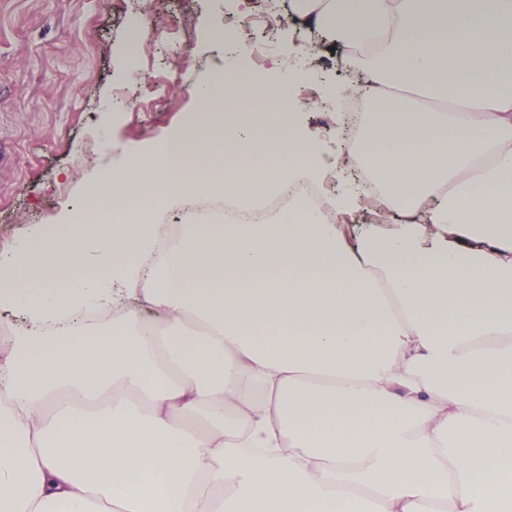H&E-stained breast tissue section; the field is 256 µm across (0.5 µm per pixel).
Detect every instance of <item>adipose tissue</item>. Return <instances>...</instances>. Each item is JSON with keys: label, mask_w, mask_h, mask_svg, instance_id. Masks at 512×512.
Returning a JSON list of instances; mask_svg holds the SVG:
<instances>
[{"label": "adipose tissue", "mask_w": 512, "mask_h": 512, "mask_svg": "<svg viewBox=\"0 0 512 512\" xmlns=\"http://www.w3.org/2000/svg\"><path fill=\"white\" fill-rule=\"evenodd\" d=\"M367 76L346 147L391 231L297 203L327 171L295 119H191L0 252V512H512V0H291ZM92 309L103 331L74 332ZM153 328H137L142 311ZM59 336L46 338L45 327ZM336 182V174L328 173L319 182H299L293 184L285 192L268 196L259 209H245L240 207L232 195L224 194L222 199L198 205L200 214L206 212L216 213L225 224H263L277 220H288L290 208L295 198L304 199L308 205L321 210L329 217L328 200L330 188Z\"/></svg>", "instance_id": "1"}]
</instances>
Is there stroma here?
<instances>
[{"mask_svg":"<svg viewBox=\"0 0 512 512\" xmlns=\"http://www.w3.org/2000/svg\"><path fill=\"white\" fill-rule=\"evenodd\" d=\"M265 0H0V250L17 244L32 224H53L77 208L92 177L135 160L196 112L194 87L224 74L230 50L241 71L247 50L268 29ZM155 25L145 43L130 44L131 14ZM183 47L189 65L145 109L100 111L118 69L141 76L171 65ZM306 47L307 70L286 90L276 64ZM264 69L269 84L232 85L258 108L298 113L327 153L336 151L330 91L356 72L324 35L295 25L279 28ZM322 105H315V98Z\"/></svg>","mask_w":512,"mask_h":512,"instance_id":"35a3bbf8","label":"stroma"}]
</instances>
